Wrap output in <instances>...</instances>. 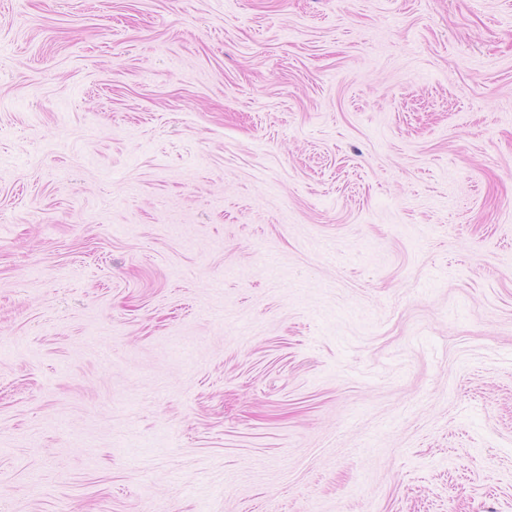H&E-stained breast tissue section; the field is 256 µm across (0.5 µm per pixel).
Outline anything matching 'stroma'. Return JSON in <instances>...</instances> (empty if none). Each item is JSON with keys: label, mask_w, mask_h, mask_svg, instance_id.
<instances>
[{"label": "stroma", "mask_w": 512, "mask_h": 512, "mask_svg": "<svg viewBox=\"0 0 512 512\" xmlns=\"http://www.w3.org/2000/svg\"><path fill=\"white\" fill-rule=\"evenodd\" d=\"M0 512H512V0H0Z\"/></svg>", "instance_id": "35a3bbf8"}]
</instances>
